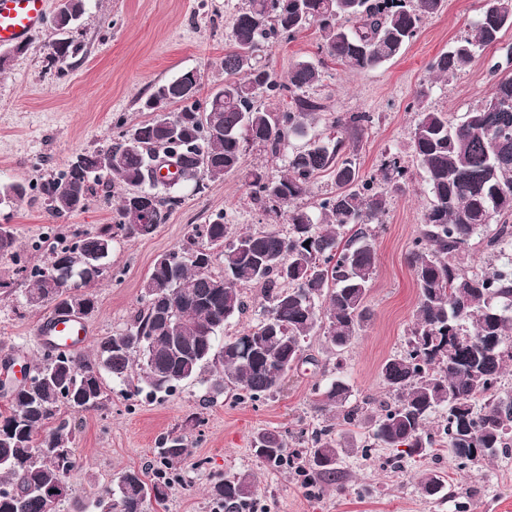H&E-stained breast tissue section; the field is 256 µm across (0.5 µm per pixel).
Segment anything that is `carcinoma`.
Listing matches in <instances>:
<instances>
[{
  "label": "carcinoma",
  "instance_id": "1",
  "mask_svg": "<svg viewBox=\"0 0 512 512\" xmlns=\"http://www.w3.org/2000/svg\"><path fill=\"white\" fill-rule=\"evenodd\" d=\"M87 0H66L55 43L67 57L83 51L70 39L71 24L86 12ZM444 0H245L221 62L224 82L205 105L191 101L199 91L197 72L188 70L155 84L141 104L149 118L122 128L106 146L80 153L40 182L0 184V205L37 198L55 223L49 225L48 258L30 264L19 252L12 228L0 224V256L17 265L28 282L26 304L45 296L56 314L71 303L80 316L96 310L88 266L103 264L115 240L147 238L168 222L183 197L179 183L203 192L207 182L242 172L246 147L258 145L285 158L286 171L261 168L245 173L251 201L282 219L274 225L232 234L224 216L192 227L175 249L160 255L141 291V307L126 326L96 341L89 355L43 346L32 383L13 393L0 413V512H52L47 489L69 485L76 466V428L62 409L92 411L105 399L103 375L123 386L125 397L170 395L219 369L218 391L238 401L275 396L288 374L306 361L305 340L325 338L341 356L367 320L366 299L377 270L376 225L388 195L404 192L408 166L390 155L382 164L386 187L362 177L351 149L352 135L371 122L364 112L338 115L333 136L309 134L322 104L305 95L320 80L316 63L301 61L281 77L258 58L263 44L292 39L314 26L322 52L352 69H375L397 57L423 21L443 9ZM470 36L437 54L429 70L454 78L477 53L498 45L512 30V0H485ZM491 73L497 75L484 103L455 122L448 113L421 107L411 142L431 196L421 234L408 263L418 288L415 318L406 348L381 365L379 377L390 403L352 404V387L341 375L315 387L314 408L334 412L337 424L302 428L303 463L294 466L283 435L262 430L255 454L272 469L295 470L301 482L320 487L336 482L347 454L336 427L365 426L361 446L397 450L395 458L422 456L429 448H450L471 461L512 449V400L499 395L500 378L512 365V46L503 48ZM290 96L283 110L257 105L256 95ZM307 138L291 148L294 138ZM183 157L175 180L158 174L162 162ZM334 190L312 208L301 205L323 172ZM124 185L115 224L92 232L59 225L80 212L93 185ZM499 219L486 239V267L460 264L474 235ZM223 270L212 271L214 262ZM261 288L259 319L246 332L224 335L225 325L247 310L246 289ZM182 435H168L154 449L152 475L121 472L92 503L115 512H148L163 505L183 479L177 464L187 453ZM208 494L232 512H250L252 480L237 474L214 480Z\"/></svg>",
  "mask_w": 512,
  "mask_h": 512
}]
</instances>
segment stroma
Listing matches in <instances>:
<instances>
[{
  "mask_svg": "<svg viewBox=\"0 0 512 512\" xmlns=\"http://www.w3.org/2000/svg\"><path fill=\"white\" fill-rule=\"evenodd\" d=\"M484 0H445L442 11L424 21L402 53L382 66L352 71L330 62L320 81L306 94L324 106L316 132L327 131L339 113L366 112L373 121L354 142L362 176L380 178L383 161L393 153L409 164L405 194L392 195L384 224L376 237L377 272L367 297L368 319L342 357L332 355L321 336L310 337L305 349L312 363L291 372L283 392L271 399L243 403L214 391L211 378L179 387L153 400L128 403L119 385L105 381L101 408L89 412L64 410L77 428L78 463L69 481L72 498L54 512H87L99 489L128 469H148L152 451L170 434L187 436L190 447L179 463L185 484L154 512H212L207 489L226 474H249L254 480L258 512H512V453L468 462L451 457L448 449H429L424 457L393 463L389 448L358 454L361 429L345 431L352 452L344 457L339 485L312 488L293 472L266 467L256 457L253 435L263 429L295 432L322 419L313 408V387L323 374L342 364L352 387V402L384 400L379 371L382 363L403 351L414 320L418 290L407 256L418 237L430 197L422 171L412 161L411 132L420 106L462 120L487 97L488 73L497 48L477 56L467 71L450 81L435 80L428 62L464 37ZM244 0H89L81 20L84 50L63 68L47 67L44 53L56 38L42 24L24 49L7 48L0 72V183L36 180L63 168L81 151L104 146L117 133L118 120L143 119L140 100L155 83L181 71L200 77V94L208 96L224 79L220 63ZM321 37L316 29L268 47L267 60L278 74L298 61H318ZM427 98H419L422 86ZM121 186L95 188L86 208L69 226L91 230L112 223ZM243 175L230 174L209 182L199 194L182 189L184 198L169 222L146 239L114 241L106 275L97 285V310L87 317L91 339L123 329L140 306L141 287L155 259L182 243L193 225L217 214L240 228L271 223L255 209ZM51 218L38 200L0 209V224L11 225L19 243L46 234ZM15 265L0 258V279L14 280L11 292H0V364L33 365L42 344L39 324L48 308L27 306L25 286L15 280ZM198 417L199 426L189 424ZM447 475L448 485L437 497L426 496L422 482L431 472Z\"/></svg>",
  "mask_w": 512,
  "mask_h": 512,
  "instance_id": "1",
  "label": "stroma"
}]
</instances>
